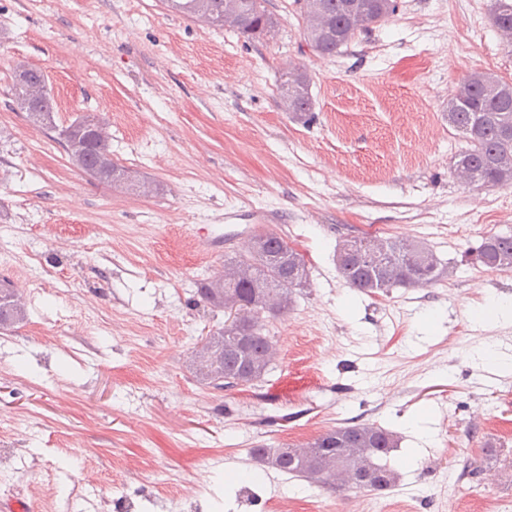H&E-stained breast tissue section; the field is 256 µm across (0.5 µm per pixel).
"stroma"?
<instances>
[{
  "mask_svg": "<svg viewBox=\"0 0 512 512\" xmlns=\"http://www.w3.org/2000/svg\"><path fill=\"white\" fill-rule=\"evenodd\" d=\"M490 0H399L341 55L308 48L295 0H267L274 36L246 40L161 0H0V231L20 259L0 280L28 319L0 335V436L14 478L0 505L29 512H491L512 504V370L489 382L478 353L512 360V269L475 260L481 236L512 233V187L462 184L448 100L475 71L512 80V48ZM41 69L66 125L94 113L112 157L157 184L132 194L90 182L7 93L15 65ZM298 68L315 118L292 119L276 85ZM234 219L224 222V211ZM292 242L311 271L270 320L263 380L231 391L199 380L193 349L225 320L194 305L257 226ZM416 241L447 262L423 288L364 294L336 270L352 236ZM395 432L394 488L336 492L267 469L246 451L302 445L345 425ZM95 467L82 489L70 476ZM477 460L479 475L463 472ZM154 467L165 484L149 482Z\"/></svg>",
  "mask_w": 512,
  "mask_h": 512,
  "instance_id": "obj_1",
  "label": "stroma"
}]
</instances>
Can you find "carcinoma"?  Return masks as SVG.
<instances>
[{"instance_id":"carcinoma-1","label":"carcinoma","mask_w":512,"mask_h":512,"mask_svg":"<svg viewBox=\"0 0 512 512\" xmlns=\"http://www.w3.org/2000/svg\"><path fill=\"white\" fill-rule=\"evenodd\" d=\"M230 0H164L166 6L183 16L233 31L248 39H261L276 25L266 8L254 3L228 16ZM349 0H319L318 19L300 10L307 46L320 57L343 52L360 34L389 21L396 12L390 0H358L359 10L346 7ZM492 26L512 39V0H491ZM43 77L36 67L9 74V91L26 118L55 133L62 147L77 140L81 153L70 158L90 181L139 191L146 182L112 160V140L101 122L83 114L65 126L53 120L55 102L50 94L32 104L28 84ZM313 100L306 90L288 102L294 117L314 118ZM448 126L465 143L454 155L453 170L463 173L472 184L512 186V81L492 72L469 75L448 100ZM379 250L366 262L361 251ZM476 260L491 269L512 268V235L490 234L476 251ZM336 267L349 287L366 294L392 288H413L439 282L446 273L442 260L425 245L407 240L378 241L361 236L345 241L336 250ZM310 287L304 257L288 241L269 231H257L250 248L224 260V270L199 281L194 303L235 309L231 320L211 336L201 339L196 363L202 380L221 388L226 377L237 385L251 386L261 380L274 358L275 344L267 329L268 320L288 313L295 291ZM0 327L10 329L22 323L26 311L16 290L1 285ZM397 447V436L375 424L346 425L330 430L300 448L259 445L248 450L261 465L304 477L330 488L384 490L396 481L395 471L380 460Z\"/></svg>"}]
</instances>
